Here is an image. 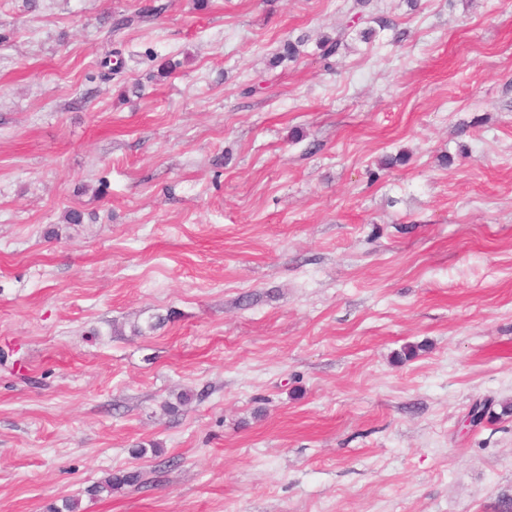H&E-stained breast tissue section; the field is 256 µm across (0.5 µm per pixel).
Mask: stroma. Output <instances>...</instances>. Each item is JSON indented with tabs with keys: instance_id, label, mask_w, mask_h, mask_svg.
I'll use <instances>...</instances> for the list:
<instances>
[{
	"instance_id": "1",
	"label": "stroma",
	"mask_w": 512,
	"mask_h": 512,
	"mask_svg": "<svg viewBox=\"0 0 512 512\" xmlns=\"http://www.w3.org/2000/svg\"><path fill=\"white\" fill-rule=\"evenodd\" d=\"M0 351V512H506L512 0H0ZM142 475L138 471H127L120 474H109V476L101 483L94 484L88 489L90 495L98 496L104 492L112 495L113 489L122 486H135L141 484Z\"/></svg>"
}]
</instances>
